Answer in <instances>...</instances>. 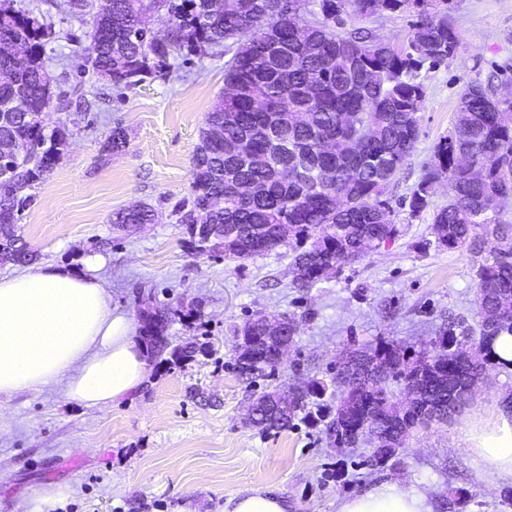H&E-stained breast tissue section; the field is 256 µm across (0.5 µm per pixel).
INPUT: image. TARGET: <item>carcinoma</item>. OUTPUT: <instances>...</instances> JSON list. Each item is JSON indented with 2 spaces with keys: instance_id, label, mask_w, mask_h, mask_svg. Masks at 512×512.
<instances>
[{
  "instance_id": "1",
  "label": "carcinoma",
  "mask_w": 512,
  "mask_h": 512,
  "mask_svg": "<svg viewBox=\"0 0 512 512\" xmlns=\"http://www.w3.org/2000/svg\"><path fill=\"white\" fill-rule=\"evenodd\" d=\"M317 0L321 19L305 20L310 0H96L91 46L82 72L117 88H129L167 65L174 51L197 53L225 45L226 93L206 114L191 172V200L177 206V223L200 251L245 260L281 246L292 247V287L306 291L324 267L340 271L398 235L384 198L410 157L419 134L424 86L418 72L445 63L459 37L435 18L436 0ZM170 21L163 41L147 37L155 12ZM406 9L416 14L406 42L395 45L367 28L346 29V19ZM53 31L42 16L0 0V264H29L37 254L16 234L28 190L44 180L68 152L72 136L62 122L44 133L50 105L65 112L83 96V81L55 90L45 68ZM218 129L240 143L236 155L211 139ZM298 170L283 184L278 168ZM445 179L448 204L433 214L437 243L484 259L473 266L478 321L448 313L442 334L410 357L393 343L353 349L379 369L354 396L341 392L336 405L323 403L329 387L303 382L284 402L274 388L254 397L251 426L282 430L303 411L325 422L333 445L352 446L370 433L372 461L385 467L404 449L410 431L444 422L472 397L488 345L512 334V224L493 218L501 200L512 198V99L469 85L455 107L450 135L434 148L433 160L413 190L409 208L429 206V189ZM147 204L116 213L115 224H150ZM288 226V239L281 227ZM170 311L141 312V343L165 365H179L205 345L173 342L166 334ZM259 314L238 330L235 365L254 375L279 363L281 345L267 334ZM413 389L400 401L388 381ZM316 412H310V408Z\"/></svg>"
}]
</instances>
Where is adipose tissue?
<instances>
[{"label": "adipose tissue", "instance_id": "obj_1", "mask_svg": "<svg viewBox=\"0 0 512 512\" xmlns=\"http://www.w3.org/2000/svg\"><path fill=\"white\" fill-rule=\"evenodd\" d=\"M103 264L91 254L78 268L35 264L0 275V395L55 387L103 410L143 383L145 347L134 320L112 308L98 274ZM460 438L482 476L512 482V411H473ZM338 512H434V504L417 487L395 481L344 498Z\"/></svg>", "mask_w": 512, "mask_h": 512}]
</instances>
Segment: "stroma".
<instances>
[{
    "label": "stroma",
    "instance_id": "1",
    "mask_svg": "<svg viewBox=\"0 0 512 512\" xmlns=\"http://www.w3.org/2000/svg\"><path fill=\"white\" fill-rule=\"evenodd\" d=\"M447 17L459 48L421 70L419 138L386 192L398 236L304 293L290 286L287 248L228 260L193 250L176 222L175 207L191 197L206 112L224 90L223 53L172 57L167 71L119 90L81 79L75 46L64 37L48 45L50 74L83 80L92 107L70 116L46 110V130L73 119L72 144L35 186L21 235L44 264L71 267L88 253L103 255L100 275L114 307L135 318L150 306L173 307L168 336L195 339L208 352L174 368L151 361L142 387L102 411L54 387L1 396L0 512H230L256 489L286 499L289 512H337L343 497L396 480L437 504L462 491L458 512H512L505 483L482 478L459 440L474 408L493 411L512 397V373L494 365L470 403L448 422L414 429L380 469L368 463L369 442L332 446L322 424L298 418L264 433L246 422L253 394L331 381L349 347L387 341L417 351L439 336L448 312L475 313L473 255L437 245L431 229L434 210L448 201L447 182L435 184L420 213H411L409 197L448 136L467 83L512 91V0H452ZM412 19L406 10L385 12L349 18L347 26L400 44ZM117 126L127 144L102 157ZM138 203L156 210L155 223L114 229L115 214ZM260 313L293 316L298 330L275 373L247 379L232 368L237 331ZM49 487L63 495L42 502Z\"/></svg>",
    "mask_w": 512,
    "mask_h": 512
}]
</instances>
